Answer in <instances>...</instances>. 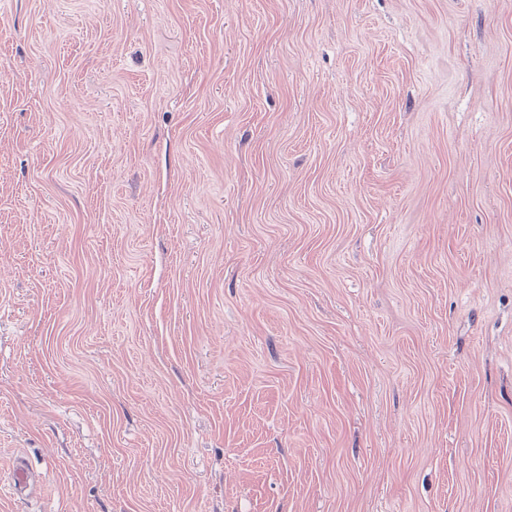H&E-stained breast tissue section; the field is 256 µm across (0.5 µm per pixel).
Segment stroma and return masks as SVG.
<instances>
[{
  "instance_id": "stroma-1",
  "label": "stroma",
  "mask_w": 512,
  "mask_h": 512,
  "mask_svg": "<svg viewBox=\"0 0 512 512\" xmlns=\"http://www.w3.org/2000/svg\"><path fill=\"white\" fill-rule=\"evenodd\" d=\"M0 512H512V0H0Z\"/></svg>"
}]
</instances>
